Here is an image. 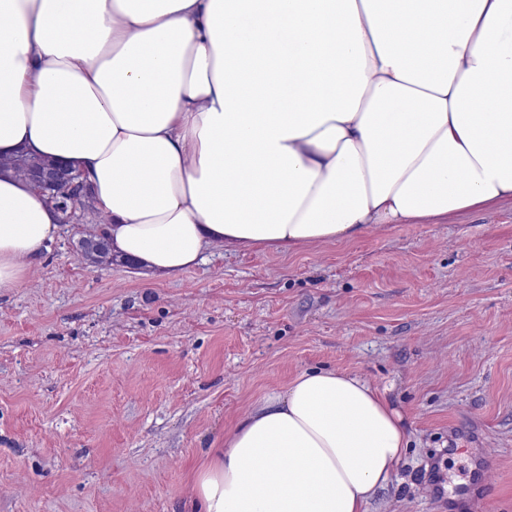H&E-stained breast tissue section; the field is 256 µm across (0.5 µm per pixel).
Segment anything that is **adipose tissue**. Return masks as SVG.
<instances>
[{"label": "adipose tissue", "mask_w": 512, "mask_h": 512, "mask_svg": "<svg viewBox=\"0 0 512 512\" xmlns=\"http://www.w3.org/2000/svg\"><path fill=\"white\" fill-rule=\"evenodd\" d=\"M82 172L114 254L176 278L512 204V0H0V158ZM61 212L0 168V290ZM408 443L303 371L195 477L200 512H366Z\"/></svg>", "instance_id": "obj_1"}]
</instances>
